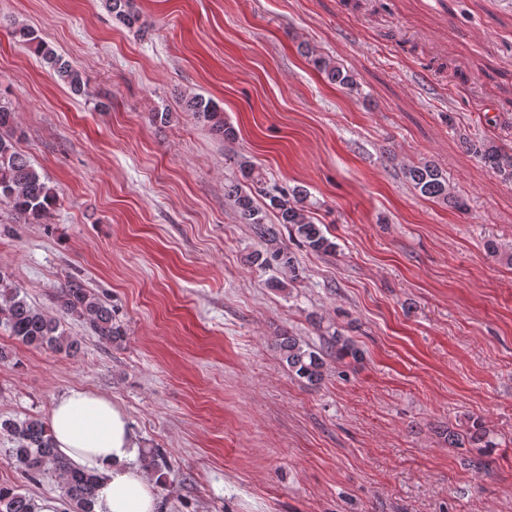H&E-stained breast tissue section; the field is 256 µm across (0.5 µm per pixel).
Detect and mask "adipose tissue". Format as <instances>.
<instances>
[{
	"label": "adipose tissue",
	"instance_id": "ef3b65f1",
	"mask_svg": "<svg viewBox=\"0 0 512 512\" xmlns=\"http://www.w3.org/2000/svg\"><path fill=\"white\" fill-rule=\"evenodd\" d=\"M50 427L59 455L100 475L93 512H160L153 482L135 465L139 440L110 398L69 390L54 402Z\"/></svg>",
	"mask_w": 512,
	"mask_h": 512
}]
</instances>
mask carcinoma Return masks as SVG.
I'll return each mask as SVG.
<instances>
[{
    "label": "carcinoma",
    "instance_id": "obj_1",
    "mask_svg": "<svg viewBox=\"0 0 512 512\" xmlns=\"http://www.w3.org/2000/svg\"><path fill=\"white\" fill-rule=\"evenodd\" d=\"M112 16L131 28L139 22L136 0H103ZM12 36L28 46L40 62L49 68L75 95L88 92V78L75 69L55 48L27 27H13ZM315 68L329 80L350 90L358 87L355 76L334 59L309 51ZM184 109L207 124L226 140L235 138L233 126L224 120V109L199 94L183 99ZM15 113L0 102V204L29 222L47 218L57 205L58 194L30 158L17 147ZM470 150L505 180H512V153L503 152L492 144L469 142ZM242 179L225 185V195L233 202L241 220L253 227L264 249L250 257L251 263L266 268L275 263L299 276L295 254L285 245L276 228L266 223L272 213L280 224L291 227L302 244L316 253L330 254L336 245L328 238L322 225L314 223L306 205V194L300 189L281 193L267 186L265 177L249 158L237 159ZM406 178L425 197L461 207L454 196L448 178L432 162L410 166ZM59 316L54 317L28 303L7 276L0 273V328L20 343L35 348H49L69 356L79 350V341L63 328L62 318L75 316L99 339L114 343L124 336L116 321L112 306L94 293L81 279L70 277L56 295ZM279 360L289 372L309 384L323 379L325 357L341 358L358 353L353 342L337 330L324 337L323 347L316 349L289 333L275 340ZM0 434L9 438L12 459L25 479L37 483L43 474L54 472L63 482L65 508L63 512H93L99 487V475L90 468L80 467L55 451L50 425L36 417L23 420L0 418ZM0 512H33L31 497L13 486H0Z\"/></svg>",
    "mask_w": 512,
    "mask_h": 512
}]
</instances>
